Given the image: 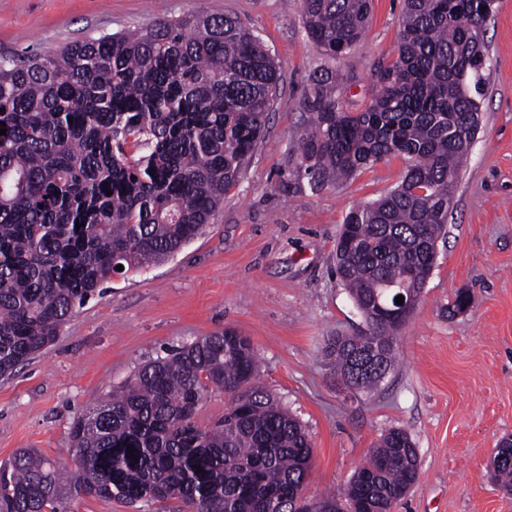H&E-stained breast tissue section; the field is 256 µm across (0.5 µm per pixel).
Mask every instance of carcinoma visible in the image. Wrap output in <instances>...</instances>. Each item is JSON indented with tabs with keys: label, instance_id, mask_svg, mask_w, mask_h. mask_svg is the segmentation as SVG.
<instances>
[{
	"label": "carcinoma",
	"instance_id": "cac0c4a2",
	"mask_svg": "<svg viewBox=\"0 0 512 512\" xmlns=\"http://www.w3.org/2000/svg\"><path fill=\"white\" fill-rule=\"evenodd\" d=\"M369 8L303 0L305 33L334 59L358 41ZM494 10L489 0H404L396 58L379 67L360 112L344 109L333 72L310 79L300 159L314 186L390 156L406 163L396 187L347 214L336 245V274L368 332L328 337L323 357L333 379L352 375L358 391L377 385L365 369L374 357L386 372L396 360L378 305L425 288L435 267L480 123ZM279 70L227 15L0 59V377L50 346L117 266L126 274L165 261L214 219L273 111ZM471 304L460 290L448 314ZM215 391L231 405L203 425L199 411ZM71 437L70 466L29 448L0 466V512H66L74 497L177 503L171 512H391L418 475L414 443L396 428L341 493L308 502L306 432L259 385L251 341L232 329L143 364L74 422ZM492 474L512 492L504 441Z\"/></svg>",
	"mask_w": 512,
	"mask_h": 512
}]
</instances>
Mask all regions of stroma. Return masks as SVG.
I'll use <instances>...</instances> for the list:
<instances>
[{"mask_svg": "<svg viewBox=\"0 0 512 512\" xmlns=\"http://www.w3.org/2000/svg\"><path fill=\"white\" fill-rule=\"evenodd\" d=\"M401 7L371 0L362 36L331 61L305 34L302 0H0V57L205 13L240 18L281 67L263 136L203 233L165 263L104 284L53 345L0 377V462L36 448L70 463L75 417L145 362L234 329L252 342L260 384L308 434V500L343 487L400 428L417 449L418 476L392 512H512L490 468L512 435V0H497L486 26L480 129L396 365L366 394L341 389L323 364L328 337L366 329L336 275L343 220L393 189L405 162L392 156L313 187L297 155L311 130L308 79L332 66L343 106L362 110L377 69L395 58ZM462 288L473 304L449 316Z\"/></svg>", "mask_w": 512, "mask_h": 512, "instance_id": "35a3bbf8", "label": "stroma"}]
</instances>
